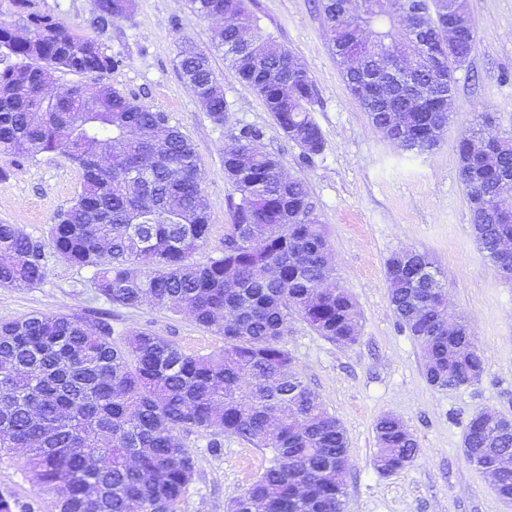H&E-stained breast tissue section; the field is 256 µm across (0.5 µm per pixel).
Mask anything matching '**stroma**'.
Listing matches in <instances>:
<instances>
[{
  "instance_id": "stroma-1",
  "label": "stroma",
  "mask_w": 512,
  "mask_h": 512,
  "mask_svg": "<svg viewBox=\"0 0 512 512\" xmlns=\"http://www.w3.org/2000/svg\"><path fill=\"white\" fill-rule=\"evenodd\" d=\"M476 46L454 72V109L439 145L416 153L400 149L371 123L351 94L332 53L316 0H251L261 30L297 56L316 88L311 115L324 137L319 155L304 159L241 83L212 44L214 19L195 14L188 0H135L112 27L93 25L92 0H32L30 9L0 0V18L25 24L28 11L98 40L124 64L106 81L154 111L165 113L193 143L210 212V233L195 258L206 262L224 246L232 187L224 177V140L244 126L258 128L277 153L283 173L305 182L326 227L340 282L361 312L356 344L342 346L302 321L285 340L305 383L347 431V512H512L490 479L469 464L464 432L469 419L490 412L512 418V280L504 279L471 234V212L459 178L457 144L476 123L485 134L512 137V0H467ZM208 54L224 89V125L215 124L178 71L182 51ZM80 168L60 153L19 161L0 156V224L18 225L46 243L56 215L82 189ZM427 254L448 290L449 307L470 328L483 354L479 383L454 390L428 384L422 352L401 329L388 300L385 261L395 252ZM46 274L31 288L0 287V320L33 312L107 313L115 335L138 327L184 350L208 354L222 337L192 317L145 304L109 303L94 287L96 270L45 253ZM385 414L401 418L418 444L408 469L378 474L374 426ZM192 433L187 444L196 475L178 512H227L229 501L268 467L273 453L231 436Z\"/></svg>"
}]
</instances>
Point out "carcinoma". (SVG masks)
Here are the masks:
<instances>
[{"mask_svg": "<svg viewBox=\"0 0 512 512\" xmlns=\"http://www.w3.org/2000/svg\"><path fill=\"white\" fill-rule=\"evenodd\" d=\"M203 18L223 25L214 48L239 80L262 99L284 136L309 158L324 148L310 113L315 85L308 70L288 80L289 50L257 31L245 0H188ZM419 42L413 56L438 57L448 72L438 112L395 108L358 98L385 136L397 132L404 151L437 145L429 126L448 123L453 74L472 49L448 52V17L438 0H407ZM329 25L336 61L365 44L349 6L318 0ZM133 0H96L93 23L101 30L125 17ZM32 31L20 36L0 19V154L24 159L45 152L68 156L83 170L74 204L50 225L48 244L58 256L97 268L95 288L114 305L144 303L186 311L201 327L224 337V348L192 354L165 336L130 329L112 338V325L70 315L32 313L0 321V461L22 450V467L57 512H177L195 476L183 436L193 431L234 436L270 448L272 463L228 512H345L348 437L320 397L303 381L283 343L297 315L319 335L343 345L359 339L360 313L327 257L324 225L308 186L281 173L279 157L265 149L263 133L242 127L224 142V174L237 200L224 228V248L205 263L194 260L207 239L209 205L198 158L189 140L137 99L89 79L120 67L96 40L31 13ZM182 79L211 120L226 119L224 90L205 53L179 56ZM74 72L88 82L48 97V71ZM102 94L105 111L81 112ZM475 160L458 150L466 196L481 182L486 206H470L474 239L499 265V241L512 239V215L501 213L512 183V139L489 138ZM43 246L15 224H0V287L24 288L45 277ZM385 264L388 299L399 326L419 344L428 383L458 389L484 372L480 351L465 362L450 353L447 293L430 272ZM403 421L385 414L375 424L374 469L390 475L408 468L417 453ZM468 456L476 469L494 455H512V427L485 432L483 415L466 425ZM0 512H39L0 494Z\"/></svg>", "mask_w": 512, "mask_h": 512, "instance_id": "cac0c4a2", "label": "carcinoma"}]
</instances>
